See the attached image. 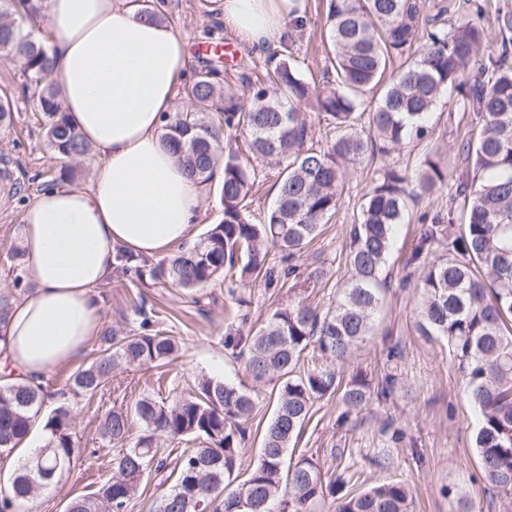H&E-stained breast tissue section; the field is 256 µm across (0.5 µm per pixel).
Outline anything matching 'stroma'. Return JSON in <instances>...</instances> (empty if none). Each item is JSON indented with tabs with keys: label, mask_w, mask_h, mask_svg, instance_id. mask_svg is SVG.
<instances>
[{
	"label": "stroma",
	"mask_w": 512,
	"mask_h": 512,
	"mask_svg": "<svg viewBox=\"0 0 512 512\" xmlns=\"http://www.w3.org/2000/svg\"><path fill=\"white\" fill-rule=\"evenodd\" d=\"M220 0H167L165 19L186 44L190 70H198L205 50L229 47L226 62L219 68L225 86L240 99H248V84L263 80L268 51L240 42L224 25ZM328 0H307V18L291 27L278 50L290 55L301 73L316 84L327 81L324 42ZM18 65L0 56V97L13 106V125L0 134V161L8 163V176L0 175V306L29 296L32 287L24 272V260L12 229L21 223L26 206L47 187H88L95 154L63 167L46 145L36 120L34 100L24 98ZM431 122V140L392 152L388 163L418 167L432 150H440L441 163L449 174L461 176L467 164L456 149L475 125L473 116L463 112L456 97H443ZM375 168L366 161L351 169L342 189L335 214L322 227L321 234L297 258L298 268L320 266L331 279L326 287L315 289L312 301L329 305L346 279V245L351 224L357 219V202ZM448 209V188L410 204L399 224L384 270L387 292L376 331L340 370L350 377L362 370L378 374L394 367L398 377L392 399L372 404L358 420L339 425L342 411L336 397L318 402L295 444L296 454L319 461L327 475L346 478L348 493L390 480L407 481L413 492V512H456V503L443 493L444 487L467 490L471 512H502L503 502L482 488L477 480L479 464L472 448L476 418L461 383L453 356L445 343L423 336L417 328L421 297L415 286L406 285L408 274L420 272L434 252L424 251L420 260L412 254L419 241L421 214ZM283 264H275L272 278H245L243 287L228 290L223 280L186 291L164 278L144 276L135 279L113 271L97 295L101 301L103 335L120 336L138 331L141 316H148L158 333L175 338L179 351L173 361L161 367L144 366L117 371L111 385L93 400H75L73 426L77 432L80 456L74 470L54 483L50 492L35 494L29 512H64L67 502L77 496L94 494L112 475L114 448L103 445L98 426L105 413L118 405H132L150 394L172 402L191 394L200 376L206 375L243 386L251 393L258 410L247 425L241 456L242 469L259 459V427L272 416L271 381H254L245 359L224 347V334L232 316H245L247 326H260L270 314L289 299L290 279ZM397 347L399 355L387 360V347ZM392 421L406 438L392 443L382 426Z\"/></svg>",
	"instance_id": "stroma-1"
}]
</instances>
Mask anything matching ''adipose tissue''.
<instances>
[{
    "mask_svg": "<svg viewBox=\"0 0 512 512\" xmlns=\"http://www.w3.org/2000/svg\"><path fill=\"white\" fill-rule=\"evenodd\" d=\"M224 24L246 45L275 49L306 0H222ZM56 33L50 79L71 127L98 164L86 188H48L14 230L34 291L0 335V374L41 380L78 359L102 330L96 290L117 249L152 256L183 242L203 184L189 179L159 132L185 77L183 39L129 0H47Z\"/></svg>",
    "mask_w": 512,
    "mask_h": 512,
    "instance_id": "obj_1",
    "label": "adipose tissue"
}]
</instances>
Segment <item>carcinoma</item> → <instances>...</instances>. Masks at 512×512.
<instances>
[{
    "instance_id": "carcinoma-1",
    "label": "carcinoma",
    "mask_w": 512,
    "mask_h": 512,
    "mask_svg": "<svg viewBox=\"0 0 512 512\" xmlns=\"http://www.w3.org/2000/svg\"><path fill=\"white\" fill-rule=\"evenodd\" d=\"M46 12V0H0V55L18 62L22 90L41 115L47 146L61 159L84 156L89 146L68 124L59 90L48 81L50 48L32 26ZM484 13L481 0L459 4L423 0H329V51L333 79L323 87L308 82L292 59L269 61L266 85L243 105L224 87L215 67L198 70L181 88L189 108L164 118L162 138L186 174L211 179L218 151L241 133L250 137L254 157L281 166L277 198L264 222L247 215L255 180L250 161L230 150L224 155L221 196L224 219L194 246L180 251L167 274L180 288L202 287L241 267V274L272 281L270 248L281 262L301 256L336 212L349 169L366 159L430 136L427 120L442 94L457 90L463 111L475 115L478 131L462 145L472 181L459 180L449 192L448 216L423 215L415 249L440 251L426 263L415 288L422 302L419 327L447 342L477 429L473 448L478 480L512 505V13L497 14V56L483 58L484 28L470 19ZM375 96L366 104L367 94ZM325 114L331 140L309 145L307 110ZM448 171L426 155L414 173L384 166L375 172L351 225L345 257L348 278L327 307L310 302L325 272L315 267L289 287L292 298L247 334L228 331L224 347L248 348L254 380L278 382L273 416L265 427L258 463L240 472L246 425L255 399L238 386L203 376L196 392L167 403L153 396L112 408L100 428L102 442L118 446L116 473L97 496L75 497L65 512H126L143 476L167 468L161 443L188 439L193 447L175 457L174 483L154 512H312L327 496L336 512H411L405 481L383 482L358 494L341 495L344 479L328 480L319 463L301 455L286 462L288 448L312 416L314 405L337 397L339 422L356 419L371 404L388 401L397 377L379 379L358 371L343 382L336 366L374 336L386 291L383 270L395 230L408 201L431 194ZM109 339L107 351L68 379L62 397L92 398L112 383L121 366L162 365L177 352L175 341L153 332ZM313 347L331 361L303 369ZM46 394L41 385L0 382V451H12L41 418ZM141 423L131 433V417ZM47 442L14 476L0 496V512H22L37 488L69 473L77 460V436L70 407L61 403L44 418ZM237 483L227 491L231 483Z\"/></svg>"
}]
</instances>
